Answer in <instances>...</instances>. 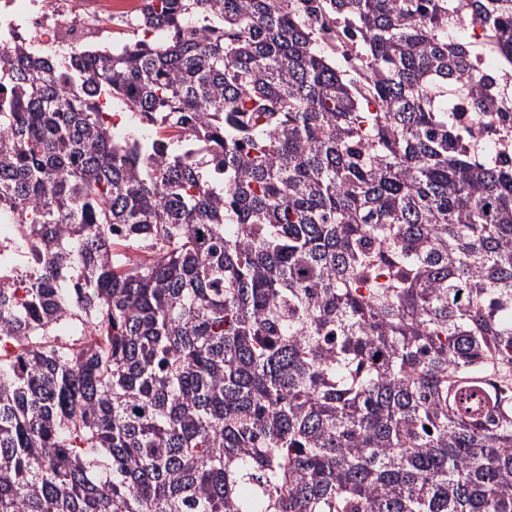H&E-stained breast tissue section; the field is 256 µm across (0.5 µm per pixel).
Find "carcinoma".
I'll return each instance as SVG.
<instances>
[{
  "label": "carcinoma",
  "instance_id": "1",
  "mask_svg": "<svg viewBox=\"0 0 512 512\" xmlns=\"http://www.w3.org/2000/svg\"><path fill=\"white\" fill-rule=\"evenodd\" d=\"M138 24L0 48V512H512V0ZM15 226V224L0 225V280L11 278L14 275V265L5 259L10 252L11 235L15 230Z\"/></svg>",
  "mask_w": 512,
  "mask_h": 512
}]
</instances>
